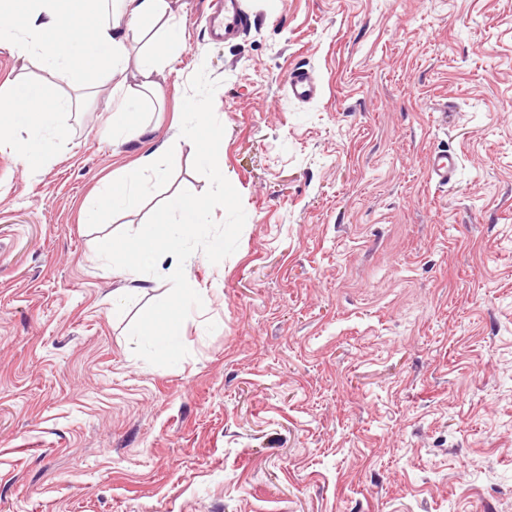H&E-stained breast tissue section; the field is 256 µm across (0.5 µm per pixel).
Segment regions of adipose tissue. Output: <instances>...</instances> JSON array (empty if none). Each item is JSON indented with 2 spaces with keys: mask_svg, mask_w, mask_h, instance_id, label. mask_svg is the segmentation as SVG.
I'll return each instance as SVG.
<instances>
[{
  "mask_svg": "<svg viewBox=\"0 0 512 512\" xmlns=\"http://www.w3.org/2000/svg\"><path fill=\"white\" fill-rule=\"evenodd\" d=\"M174 0H113L112 14L102 17L104 0H0V47L17 57L38 60L51 72H62L73 88L95 78L112 86L119 100L122 123L116 138L139 137L143 129L131 119L146 93L155 91L153 75L182 42L174 20ZM25 5L24 25H16L18 5ZM161 36L154 54L132 56L131 47L149 33ZM72 98L52 94L40 81L21 80L0 91V138L23 126L30 135L12 143L18 157L27 162L53 151L66 130L61 115L73 111ZM142 187L122 175L114 176L88 202L89 221L116 211H132L142 202Z\"/></svg>",
  "mask_w": 512,
  "mask_h": 512,
  "instance_id": "adipose-tissue-1",
  "label": "adipose tissue"
}]
</instances>
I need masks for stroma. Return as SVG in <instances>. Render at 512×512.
Segmentation results:
<instances>
[{
	"label": "stroma",
	"instance_id": "obj_1",
	"mask_svg": "<svg viewBox=\"0 0 512 512\" xmlns=\"http://www.w3.org/2000/svg\"><path fill=\"white\" fill-rule=\"evenodd\" d=\"M181 2L143 136L113 138L102 81L38 164L0 143V512H512V0H243L229 43ZM202 67L247 220L186 266L204 307L159 367L127 329L175 266L117 315L98 244L207 190L176 128ZM40 77L70 94L0 48V88ZM158 146L142 206L86 223ZM288 92L298 101H311L320 92L319 81L308 69L296 67L290 72L288 77ZM458 167L456 153L448 150H442L434 154L432 159L431 180L438 185L444 186L453 179Z\"/></svg>",
	"mask_w": 512,
	"mask_h": 512
}]
</instances>
